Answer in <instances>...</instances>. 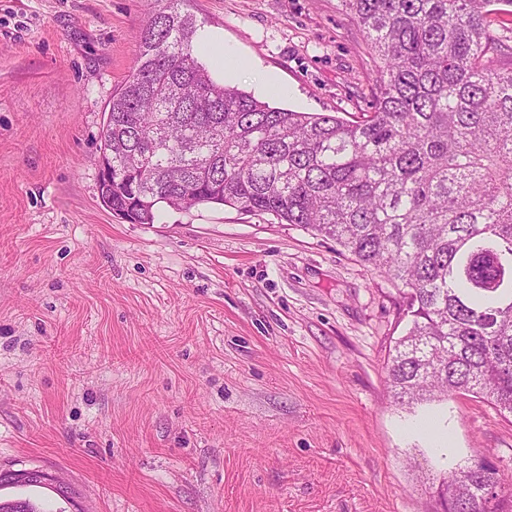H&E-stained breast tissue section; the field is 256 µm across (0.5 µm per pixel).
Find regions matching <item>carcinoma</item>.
Listing matches in <instances>:
<instances>
[{
  "label": "carcinoma",
  "mask_w": 512,
  "mask_h": 512,
  "mask_svg": "<svg viewBox=\"0 0 512 512\" xmlns=\"http://www.w3.org/2000/svg\"><path fill=\"white\" fill-rule=\"evenodd\" d=\"M184 0H155L100 133L112 210L217 204L332 240L402 287L386 383L512 415V66L489 16L512 0H340L378 66L362 121L274 108L214 81ZM444 512H512L485 457L438 485Z\"/></svg>",
  "instance_id": "carcinoma-1"
}]
</instances>
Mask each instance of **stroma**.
<instances>
[{
  "instance_id": "1",
  "label": "stroma",
  "mask_w": 512,
  "mask_h": 512,
  "mask_svg": "<svg viewBox=\"0 0 512 512\" xmlns=\"http://www.w3.org/2000/svg\"><path fill=\"white\" fill-rule=\"evenodd\" d=\"M154 0H0V470L60 473L41 512H443L512 416L395 403L397 286L269 214L98 197L99 136ZM270 106L369 112L376 62L340 0H186Z\"/></svg>"
}]
</instances>
